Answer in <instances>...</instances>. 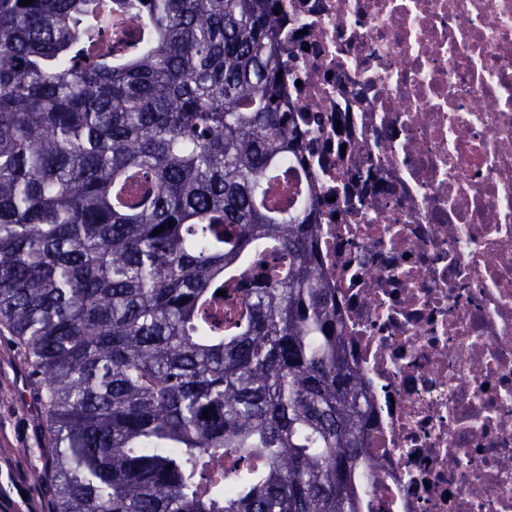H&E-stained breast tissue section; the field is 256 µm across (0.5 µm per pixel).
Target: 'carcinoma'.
I'll use <instances>...</instances> for the list:
<instances>
[{"label": "carcinoma", "instance_id": "cac0c4a2", "mask_svg": "<svg viewBox=\"0 0 512 512\" xmlns=\"http://www.w3.org/2000/svg\"><path fill=\"white\" fill-rule=\"evenodd\" d=\"M19 2L0 0V335L54 512H358L370 410L315 203L268 199L299 148L279 0ZM220 290L242 292L227 317Z\"/></svg>", "mask_w": 512, "mask_h": 512}]
</instances>
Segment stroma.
Here are the masks:
<instances>
[{
	"instance_id": "stroma-1",
	"label": "stroma",
	"mask_w": 512,
	"mask_h": 512,
	"mask_svg": "<svg viewBox=\"0 0 512 512\" xmlns=\"http://www.w3.org/2000/svg\"><path fill=\"white\" fill-rule=\"evenodd\" d=\"M38 414L20 355L0 336V498L10 502L9 512H53Z\"/></svg>"
}]
</instances>
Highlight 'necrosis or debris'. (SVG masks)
Wrapping results in <instances>:
<instances>
[{"label": "necrosis or debris", "instance_id": "4bbe7bcc", "mask_svg": "<svg viewBox=\"0 0 512 512\" xmlns=\"http://www.w3.org/2000/svg\"><path fill=\"white\" fill-rule=\"evenodd\" d=\"M283 100L372 411L359 512H512V0H282Z\"/></svg>", "mask_w": 512, "mask_h": 512}]
</instances>
